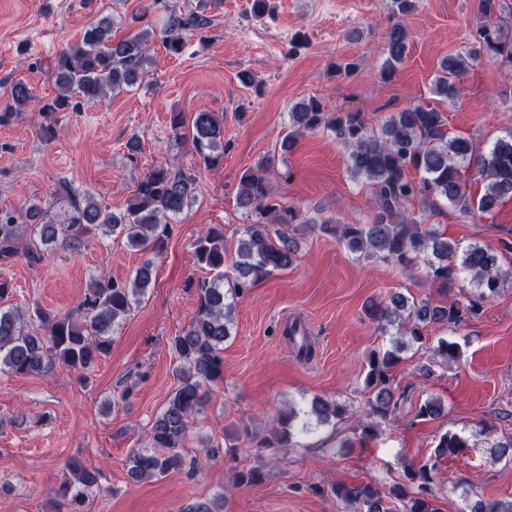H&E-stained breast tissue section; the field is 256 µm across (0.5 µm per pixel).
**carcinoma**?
Returning a JSON list of instances; mask_svg holds the SVG:
<instances>
[{
  "label": "carcinoma",
  "instance_id": "1",
  "mask_svg": "<svg viewBox=\"0 0 512 512\" xmlns=\"http://www.w3.org/2000/svg\"><path fill=\"white\" fill-rule=\"evenodd\" d=\"M505 0H478L481 22L474 42L466 53L445 58L433 80L431 92L445 100L457 93L454 79L462 75L471 60L483 54L512 69V23L504 16ZM207 6L187 13L171 10L158 29L145 28L121 39L112 37L114 20L103 16L90 22L81 39L62 48L48 69L58 93L38 108L39 132L46 138L55 134L56 117L73 112L82 104H94L107 96L138 85L151 62L150 44L159 40L167 54L182 55L188 34H203L211 25ZM404 24L393 22L382 38L384 56L379 78L387 83L397 72L408 49ZM33 99L29 86L19 80L12 84L10 97L0 107L4 126ZM291 132L281 150L288 152L296 138L314 131H326L350 148L348 170L352 177L370 187L376 216L368 224H339L331 219L317 225L365 260L382 261L412 271L424 264L427 276L443 287L470 276L474 291L465 300L453 299L443 305L429 300L409 301L397 295L388 303H372L369 318L385 334L396 328L392 344L373 350L367 360L365 381L374 392L371 411L359 422L361 438L376 437L380 421L398 408L391 383L392 371L401 361L408 343L425 339L430 324L460 325L477 317L483 304L503 286L504 272L499 257L490 247L470 243L463 247L404 211L405 204L418 200L424 210H436L446 201L462 214L478 211L490 214L502 202L512 199V131L480 153L470 138L448 136L446 118L437 107L422 102L400 112L371 121L361 112H327L323 102L310 96L288 112ZM175 140L191 144L199 166L215 168L224 162V115L196 112L191 121L183 113L169 118ZM264 158L239 178L235 200L251 217L243 226L237 255L230 270H224V226L211 224L199 233L192 246L197 263L206 276L193 280L196 309L190 322L174 336L170 350L176 357V387L162 411L154 418L150 448L136 451L131 458L130 477L138 482L159 478L179 468L189 438L193 417L203 404L201 389L224 381V342L231 336L234 298L245 294L259 280L291 267L301 251L302 239L295 225L302 223L300 209L271 192L270 168ZM475 170L484 183L477 197L466 190V175ZM198 179L176 163L156 165L147 170L121 211H114L87 192L72 200L65 219L58 221L48 209L33 203L19 211L0 210V261L22 253L32 264L45 259L49 247L62 242L72 250L86 246L91 234L101 231L126 241L140 251L160 254L170 236L172 222L197 199ZM154 265L147 260L133 278L101 277L91 282L76 313L53 319L40 309L26 315L12 306H0V371L18 375H49L58 366L86 368L111 344L110 336L140 303L153 280ZM38 320L41 329L31 326ZM285 334L304 361L311 358L312 338L299 322L291 323ZM439 364L448 366L459 358V345L440 339L434 349ZM317 424H334L349 413L346 404L317 397L311 403ZM309 430L297 422V412L282 413L278 426L264 448L291 443L297 433ZM471 447L470 438L447 432L435 447L434 461L404 466V479L393 484L390 496L401 501L404 512H438L434 504V470L445 455L456 457ZM512 457V436L490 444L489 463ZM100 474L74 459L69 476L58 489L57 512H85L90 491L99 488ZM327 492L348 512H390L383 493L369 483L336 482ZM223 497L195 502L185 512H221ZM468 512H512V501H486L479 493L467 505Z\"/></svg>",
  "mask_w": 512,
  "mask_h": 512
}]
</instances>
